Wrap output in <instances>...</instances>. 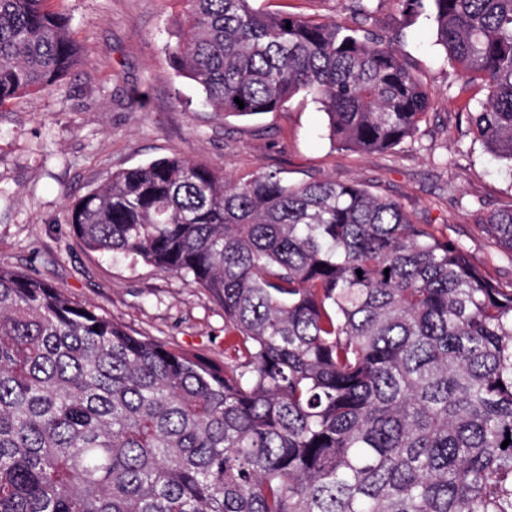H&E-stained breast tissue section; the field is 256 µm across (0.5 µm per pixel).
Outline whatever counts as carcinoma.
Returning a JSON list of instances; mask_svg holds the SVG:
<instances>
[{
  "mask_svg": "<svg viewBox=\"0 0 512 512\" xmlns=\"http://www.w3.org/2000/svg\"><path fill=\"white\" fill-rule=\"evenodd\" d=\"M430 2L457 97L484 94L470 126L512 164V0ZM180 3L165 49L213 112L303 92L334 144L370 153L431 107L367 0L350 25ZM87 56L50 0H0V106ZM67 223L206 291L234 355L134 336L0 265V512H512V280L398 202L169 156L112 171ZM484 223L512 253V207Z\"/></svg>",
  "mask_w": 512,
  "mask_h": 512,
  "instance_id": "cac0c4a2",
  "label": "carcinoma"
}]
</instances>
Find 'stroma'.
<instances>
[{"mask_svg": "<svg viewBox=\"0 0 512 512\" xmlns=\"http://www.w3.org/2000/svg\"><path fill=\"white\" fill-rule=\"evenodd\" d=\"M71 17L86 62L61 87L0 107V264L43 278L95 305L136 336L221 363L232 336L203 289L125 256L87 249L66 222L68 202L117 168L172 154L221 167L226 177L277 171L292 184L354 181L401 203L464 247L486 274L512 279V255L483 221L512 207V165L469 131L459 79L436 43L430 6L405 16L400 0H372V25L408 58L432 106L414 138L385 153L341 150L327 117L297 94L281 111L237 117L210 112L165 51L174 0H51ZM351 0H252L258 10L351 20ZM146 95L144 107L130 103Z\"/></svg>", "mask_w": 512, "mask_h": 512, "instance_id": "obj_1", "label": "stroma"}]
</instances>
